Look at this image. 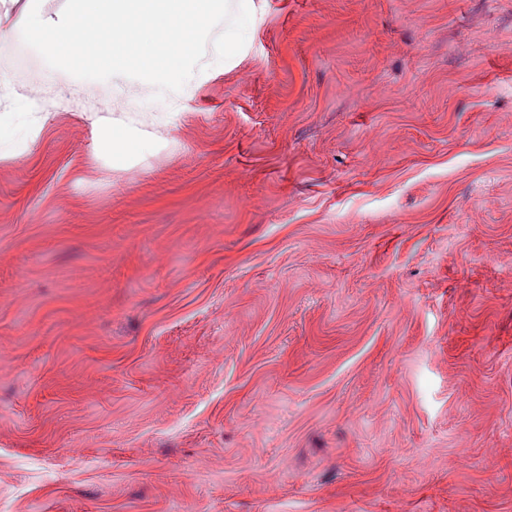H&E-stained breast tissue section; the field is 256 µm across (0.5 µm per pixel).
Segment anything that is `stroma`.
<instances>
[{
	"mask_svg": "<svg viewBox=\"0 0 512 512\" xmlns=\"http://www.w3.org/2000/svg\"><path fill=\"white\" fill-rule=\"evenodd\" d=\"M253 3L183 98L0 53V512H512V0ZM99 146L102 153L112 159V164L119 166H126L129 161L151 155L156 150V143L149 136L115 122L102 127Z\"/></svg>",
	"mask_w": 512,
	"mask_h": 512,
	"instance_id": "obj_1",
	"label": "stroma"
}]
</instances>
